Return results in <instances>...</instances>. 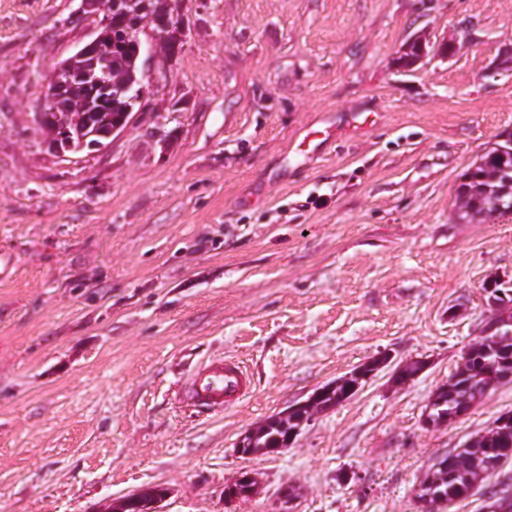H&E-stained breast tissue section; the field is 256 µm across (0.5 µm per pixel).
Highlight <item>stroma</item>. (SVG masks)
<instances>
[{
    "instance_id": "1",
    "label": "stroma",
    "mask_w": 512,
    "mask_h": 512,
    "mask_svg": "<svg viewBox=\"0 0 512 512\" xmlns=\"http://www.w3.org/2000/svg\"><path fill=\"white\" fill-rule=\"evenodd\" d=\"M79 0H0V512H106L167 488L163 512H420L434 458L512 410L425 408L512 277V215L454 214L462 173L512 132V0H179L136 121L67 162L34 121L52 66L98 28ZM417 69L394 58L414 33ZM454 49L443 52L445 43ZM360 123L311 160L302 130ZM389 355L284 451L245 433ZM227 357L251 387L199 413L180 392ZM410 362L419 375L395 386ZM259 482L246 501L224 487Z\"/></svg>"
}]
</instances>
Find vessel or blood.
<instances>
[{
  "mask_svg": "<svg viewBox=\"0 0 512 512\" xmlns=\"http://www.w3.org/2000/svg\"><path fill=\"white\" fill-rule=\"evenodd\" d=\"M250 387V378L237 360L218 358L201 364L188 378L182 398L200 412H221L236 406Z\"/></svg>",
  "mask_w": 512,
  "mask_h": 512,
  "instance_id": "b4317fda",
  "label": "vessel or blood"
}]
</instances>
